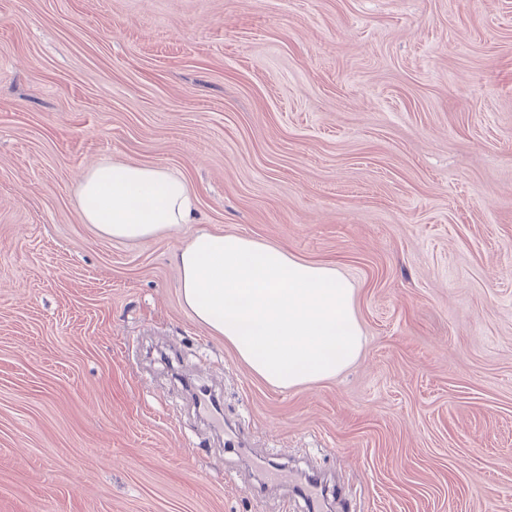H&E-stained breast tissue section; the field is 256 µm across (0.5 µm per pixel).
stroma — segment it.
Instances as JSON below:
<instances>
[{
	"label": "stroma",
	"instance_id": "1",
	"mask_svg": "<svg viewBox=\"0 0 512 512\" xmlns=\"http://www.w3.org/2000/svg\"><path fill=\"white\" fill-rule=\"evenodd\" d=\"M198 221L83 223L100 162ZM336 265L364 346L281 390L183 306L199 231ZM512 512V0H0V512ZM84 223L112 240L137 242L195 223V197L168 169L105 162L89 169L77 192Z\"/></svg>",
	"mask_w": 512,
	"mask_h": 512
}]
</instances>
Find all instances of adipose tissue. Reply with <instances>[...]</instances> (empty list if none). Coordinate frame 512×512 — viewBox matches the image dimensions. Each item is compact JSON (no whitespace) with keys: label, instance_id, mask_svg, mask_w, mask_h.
Returning <instances> with one entry per match:
<instances>
[{"label":"adipose tissue","instance_id":"adipose-tissue-1","mask_svg":"<svg viewBox=\"0 0 512 512\" xmlns=\"http://www.w3.org/2000/svg\"><path fill=\"white\" fill-rule=\"evenodd\" d=\"M84 223L117 241L153 238L195 221V197L168 169L105 162L77 192ZM180 297L252 373L286 389L336 377L361 354L354 287L336 268L251 237L202 231L174 255Z\"/></svg>","mask_w":512,"mask_h":512}]
</instances>
